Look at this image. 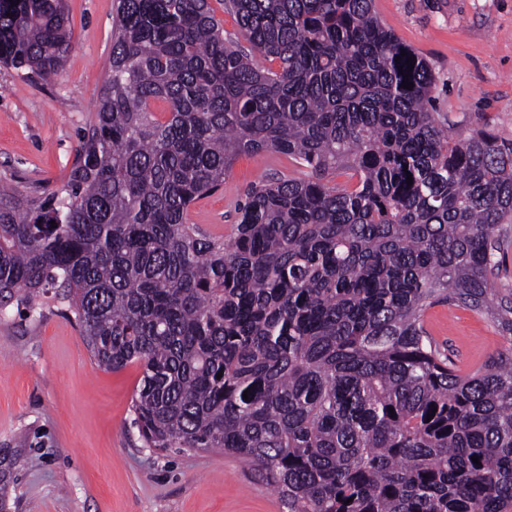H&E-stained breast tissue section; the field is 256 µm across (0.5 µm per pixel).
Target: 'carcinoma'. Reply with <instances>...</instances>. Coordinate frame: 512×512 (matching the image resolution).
Segmentation results:
<instances>
[{"label": "carcinoma", "instance_id": "carcinoma-1", "mask_svg": "<svg viewBox=\"0 0 512 512\" xmlns=\"http://www.w3.org/2000/svg\"><path fill=\"white\" fill-rule=\"evenodd\" d=\"M224 6L249 47L209 0H115L67 183L0 197V310L65 301L98 367L141 366L144 447L235 455L284 512H512V347L466 374L425 328L463 306L512 341V140L451 137L373 0ZM71 50L64 0H0L1 64ZM257 152L311 175L249 187L222 241L188 223ZM211 6L215 11V16L220 19L224 24V39L237 41L243 46H247V43L240 34L239 27L236 25L233 16L224 11V1L212 0Z\"/></svg>", "mask_w": 512, "mask_h": 512}]
</instances>
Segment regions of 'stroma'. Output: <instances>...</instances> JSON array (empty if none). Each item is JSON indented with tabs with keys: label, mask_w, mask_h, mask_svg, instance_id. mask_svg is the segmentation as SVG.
Here are the masks:
<instances>
[{
	"label": "stroma",
	"mask_w": 512,
	"mask_h": 512,
	"mask_svg": "<svg viewBox=\"0 0 512 512\" xmlns=\"http://www.w3.org/2000/svg\"><path fill=\"white\" fill-rule=\"evenodd\" d=\"M74 48L59 76L22 78L0 65V191L31 200L65 185L93 118L112 54V0H67ZM384 25L430 63L434 106L455 134L512 139V0H373ZM307 167L266 152L237 158L223 189L197 200L190 223L224 237L234 207L270 173ZM441 347L507 348L487 317L429 309ZM138 365L106 371L60 307L0 312V452L14 491L0 512H282L243 460L221 452H158L132 424Z\"/></svg>",
	"instance_id": "35a3bbf8"
}]
</instances>
